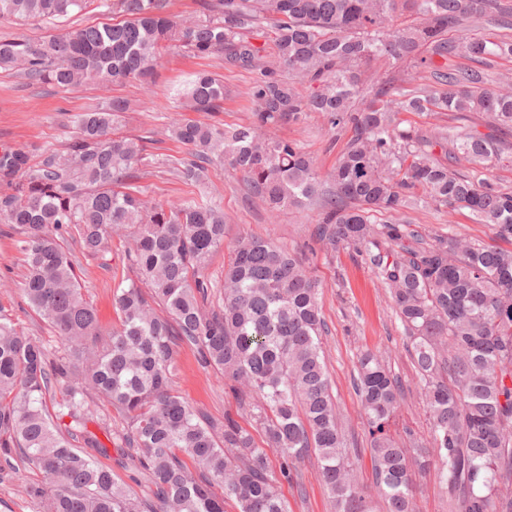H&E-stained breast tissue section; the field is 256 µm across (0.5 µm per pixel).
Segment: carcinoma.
<instances>
[{
  "instance_id": "1",
  "label": "carcinoma",
  "mask_w": 512,
  "mask_h": 512,
  "mask_svg": "<svg viewBox=\"0 0 512 512\" xmlns=\"http://www.w3.org/2000/svg\"><path fill=\"white\" fill-rule=\"evenodd\" d=\"M168 6L0 0V21L92 7L112 15L36 41L0 39V66L63 91L131 80L147 92L173 48L259 69L246 92L254 105L249 124L171 125L187 150L171 173L197 186L207 166L227 165L267 206L272 224L289 207H317L315 242L331 255L355 250L387 289L429 421L425 440L409 429L392 432L403 388L382 355L359 354L354 385L387 512H413L414 477L430 470L448 487V512H512V248L501 246L512 245V189L490 177L500 142L473 130L424 132L398 118L482 112L491 129L512 130V90L493 87L486 70L487 57H512V37L454 36L480 26L512 31V4L197 0L194 18ZM265 27L276 60L261 65V49L246 32ZM457 56L472 64H448ZM379 57L398 64L401 75L368 84L365 69ZM427 73L446 90L407 88ZM175 97L213 115L224 110V82L198 72ZM127 110L112 98L69 116L64 149L37 161L0 149V223L23 256L20 291L59 339L53 345L29 336L0 314V463L44 474L27 494L45 512H224L226 499L239 512H289L280 481L314 454L335 512H374L332 394L318 280L297 255L246 233L233 243L223 279L212 282L206 270L224 249V211L205 192L172 204L132 187L150 160L144 138L112 136ZM311 112L350 133L324 176L301 145L268 135ZM418 206L466 209L493 227L499 243L426 233L405 220ZM115 236L128 239L132 275L113 285L119 326L105 336L68 242L95 258ZM181 345L231 382L252 429L228 414L218 428L174 393ZM111 407L125 421L118 431ZM65 417V427L55 423ZM93 419L114 447L137 450L136 468L154 486V502L94 462L87 449L107 448L87 430Z\"/></svg>"
}]
</instances>
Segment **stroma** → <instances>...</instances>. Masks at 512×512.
Listing matches in <instances>:
<instances>
[{
  "label": "stroma",
  "instance_id": "35a3bbf8",
  "mask_svg": "<svg viewBox=\"0 0 512 512\" xmlns=\"http://www.w3.org/2000/svg\"><path fill=\"white\" fill-rule=\"evenodd\" d=\"M103 19V14L92 11L77 19L4 22L0 24V39L20 36L37 40L79 23H97ZM198 70L209 71L224 81V110L215 114V122L227 126L248 124L253 105L246 91L256 73L225 67L218 56L200 59L166 54L158 69L155 94L150 98L130 82L88 83L62 91L49 85L27 84L16 70L0 67V146L8 145L34 155L49 148H61L67 137V115L86 111L102 98L120 97L128 100L129 110L117 125L116 135L148 139L146 149L152 164L145 167L139 188L162 202L194 195L198 190L195 186L181 182L168 172V162L184 157L186 150L168 137L166 127L172 120L190 118V111L171 96L170 89ZM272 135L299 142L322 172L335 165L348 139L347 133L331 130L316 112L300 124L273 130ZM203 188L224 210L225 243H232L246 232L271 238L301 256L319 280V305L328 328L323 341L332 390L348 432L355 440L352 454L357 458V479L366 490H373L367 425L353 388L356 355L360 350L387 353L393 373L405 384L393 431L400 433L409 428L423 438L429 431L422 390L406 348L403 328L390 307L385 289L380 288L373 270L354 250L344 249L330 256L320 249L311 237V210L291 208L281 213L277 223H269L265 205L247 198L240 177L222 165L209 167ZM406 219L432 232L451 230L472 241L495 240L492 227L477 223L465 209L417 208L409 210ZM124 250L123 242L115 240L104 256L78 259L84 293L95 307L99 324L106 333L119 323L112 306V287L114 277L126 272ZM24 273L13 232L8 225L0 224V313L11 317L26 334L51 338L50 328L27 306L18 291ZM172 389L217 424L223 423L225 414L234 415L239 410V402L228 384L212 369L204 367L197 352L186 346L180 347L177 355ZM40 479L38 471L25 466L1 470L0 512H41L40 506L26 493L27 487ZM281 490L290 512H333L329 494L318 480L315 458L298 463L291 480L282 482Z\"/></svg>",
  "mask_w": 512,
  "mask_h": 512
}]
</instances>
